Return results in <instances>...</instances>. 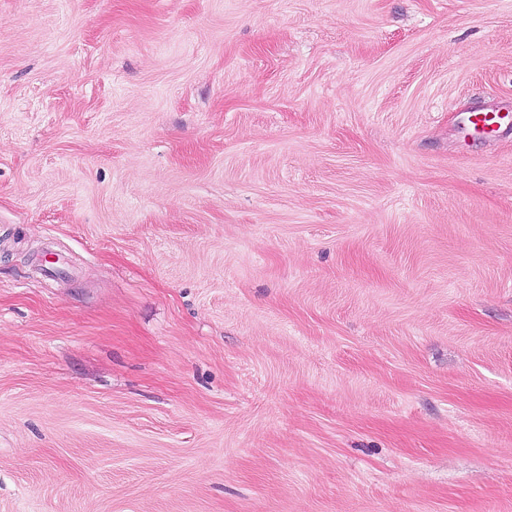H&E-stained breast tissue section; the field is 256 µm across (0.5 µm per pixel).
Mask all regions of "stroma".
<instances>
[{"mask_svg": "<svg viewBox=\"0 0 512 512\" xmlns=\"http://www.w3.org/2000/svg\"><path fill=\"white\" fill-rule=\"evenodd\" d=\"M512 0H0V512H512ZM467 127L482 134L483 139H494L512 131V115L510 111L477 108L466 117Z\"/></svg>", "mask_w": 512, "mask_h": 512, "instance_id": "obj_1", "label": "stroma"}]
</instances>
